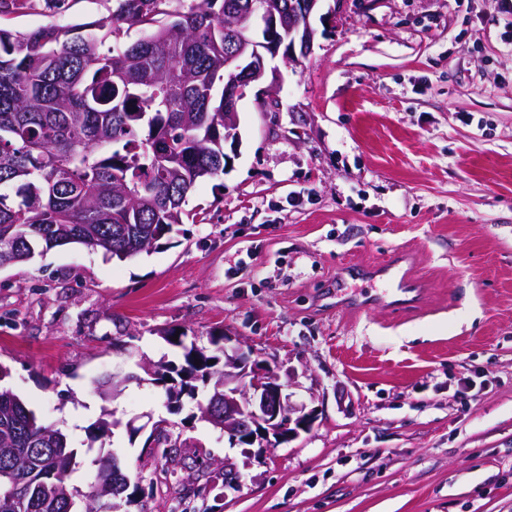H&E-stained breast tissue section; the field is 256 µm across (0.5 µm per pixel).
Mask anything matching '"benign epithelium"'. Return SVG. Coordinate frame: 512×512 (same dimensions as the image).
Here are the masks:
<instances>
[{
  "instance_id": "7a95c632",
  "label": "benign epithelium",
  "mask_w": 512,
  "mask_h": 512,
  "mask_svg": "<svg viewBox=\"0 0 512 512\" xmlns=\"http://www.w3.org/2000/svg\"><path fill=\"white\" fill-rule=\"evenodd\" d=\"M257 17L253 26L238 30V49L224 54L228 71L236 74L247 63L266 72L267 60L278 55L286 61L308 56L313 48L315 31L310 18L318 11L322 0H253ZM288 16V43L258 44L252 34L259 33L263 24H273L279 16ZM239 121L238 108H232L231 118L224 119L225 141L238 146L240 135L235 130ZM232 337L224 336V372L211 391V406L205 412L212 425L232 437L233 444L264 445L274 433L282 441H290L308 431L315 422L313 412L294 405L283 396L284 384L274 367L252 358V351L230 345Z\"/></svg>"
}]
</instances>
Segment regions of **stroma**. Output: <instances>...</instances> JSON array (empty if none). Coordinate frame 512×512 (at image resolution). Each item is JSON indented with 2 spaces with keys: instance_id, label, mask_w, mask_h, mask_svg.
Returning <instances> with one entry per match:
<instances>
[{
  "instance_id": "35a3bbf8",
  "label": "stroma",
  "mask_w": 512,
  "mask_h": 512,
  "mask_svg": "<svg viewBox=\"0 0 512 512\" xmlns=\"http://www.w3.org/2000/svg\"><path fill=\"white\" fill-rule=\"evenodd\" d=\"M68 2L0 25L106 14ZM311 25V54L270 60L240 102L222 186L198 183L155 250L71 244L0 269V386L72 435L83 475L85 428L112 412L105 446L138 488L120 512H512V17L322 0ZM385 261L419 284L412 306L337 308L342 265ZM170 330L279 364L313 427L244 448L150 382L99 395L98 377L181 362Z\"/></svg>"
}]
</instances>
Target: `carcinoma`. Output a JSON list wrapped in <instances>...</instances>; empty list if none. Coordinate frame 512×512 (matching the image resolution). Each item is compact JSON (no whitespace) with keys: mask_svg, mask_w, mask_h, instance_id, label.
<instances>
[{"mask_svg":"<svg viewBox=\"0 0 512 512\" xmlns=\"http://www.w3.org/2000/svg\"><path fill=\"white\" fill-rule=\"evenodd\" d=\"M108 15L27 31L0 27V259L81 244L119 260L148 254L183 223L196 184L217 179L224 151V44L254 18L247 0H102ZM149 32L127 41L129 31ZM182 346L168 368L165 406L197 405V383L219 353ZM116 421L88 428L103 440ZM70 435L40 422L0 387V512H111L125 478L110 451L86 488L72 483Z\"/></svg>","mask_w":512,"mask_h":512,"instance_id":"1","label":"carcinoma"}]
</instances>
